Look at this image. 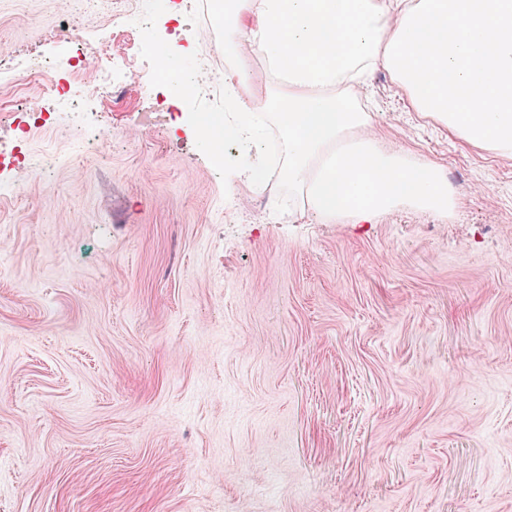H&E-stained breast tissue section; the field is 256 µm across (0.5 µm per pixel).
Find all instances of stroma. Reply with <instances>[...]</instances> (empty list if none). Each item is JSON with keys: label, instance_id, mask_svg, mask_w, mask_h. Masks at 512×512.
<instances>
[{"label": "stroma", "instance_id": "1", "mask_svg": "<svg viewBox=\"0 0 512 512\" xmlns=\"http://www.w3.org/2000/svg\"><path fill=\"white\" fill-rule=\"evenodd\" d=\"M181 0H0V50L64 55L70 12L170 77L19 138L0 84V512H512V159L370 78L379 131L442 163L455 214L270 220L288 183L228 187L167 104L224 69ZM150 13L127 32L114 16Z\"/></svg>", "mask_w": 512, "mask_h": 512}]
</instances>
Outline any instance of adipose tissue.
Masks as SVG:
<instances>
[{"mask_svg": "<svg viewBox=\"0 0 512 512\" xmlns=\"http://www.w3.org/2000/svg\"><path fill=\"white\" fill-rule=\"evenodd\" d=\"M224 115L201 135L275 131L297 210L326 224H374L399 208L445 218V168L397 149L363 105L365 78L390 72L413 111L471 147L512 158V0H224ZM262 58L274 94L249 90Z\"/></svg>", "mask_w": 512, "mask_h": 512, "instance_id": "adipose-tissue-1", "label": "adipose tissue"}]
</instances>
